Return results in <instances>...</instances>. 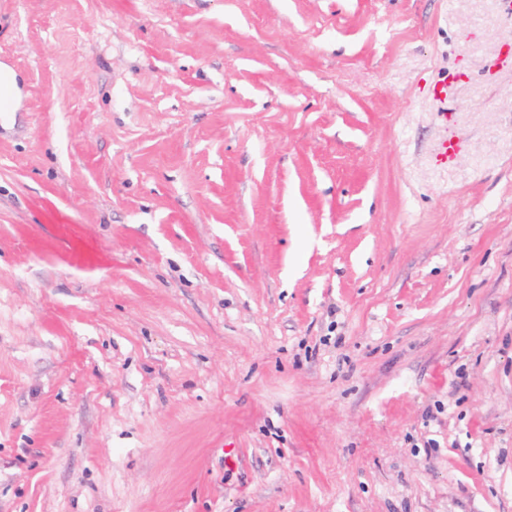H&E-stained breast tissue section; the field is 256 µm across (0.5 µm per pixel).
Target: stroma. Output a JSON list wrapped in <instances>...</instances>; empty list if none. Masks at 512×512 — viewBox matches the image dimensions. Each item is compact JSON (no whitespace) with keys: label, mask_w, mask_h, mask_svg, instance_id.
<instances>
[{"label":"stroma","mask_w":512,"mask_h":512,"mask_svg":"<svg viewBox=\"0 0 512 512\" xmlns=\"http://www.w3.org/2000/svg\"><path fill=\"white\" fill-rule=\"evenodd\" d=\"M0 66V512H512V13L0 0Z\"/></svg>","instance_id":"1"}]
</instances>
